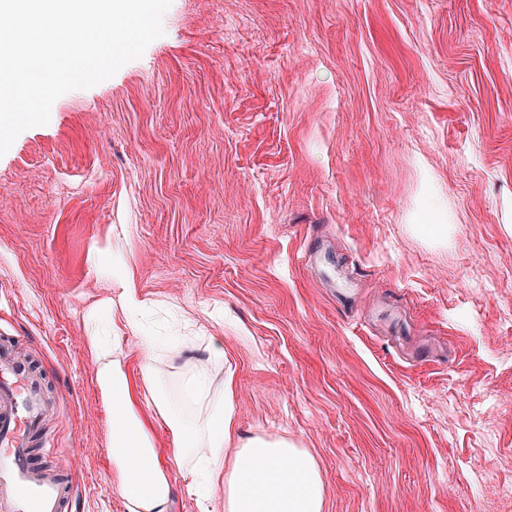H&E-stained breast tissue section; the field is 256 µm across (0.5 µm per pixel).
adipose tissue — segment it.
<instances>
[{"label":"adipose tissue","instance_id":"1","mask_svg":"<svg viewBox=\"0 0 512 512\" xmlns=\"http://www.w3.org/2000/svg\"><path fill=\"white\" fill-rule=\"evenodd\" d=\"M138 303L135 288L124 287L120 306L105 298L90 307L85 321L95 355V381L112 410L110 450L114 487L127 512H171L174 479L161 461L156 425L167 428L168 452L187 465L192 484L222 487L224 512H324V487L315 460L285 438H241L228 404L229 383L215 384L211 366L224 360L217 339L185 377L180 397L164 387L158 364L169 348L152 339L141 344L136 367H129L117 340L100 335L101 321L130 314ZM233 448L225 459V448Z\"/></svg>","mask_w":512,"mask_h":512}]
</instances>
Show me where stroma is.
Segmentation results:
<instances>
[{"label": "stroma", "mask_w": 512, "mask_h": 512, "mask_svg": "<svg viewBox=\"0 0 512 512\" xmlns=\"http://www.w3.org/2000/svg\"><path fill=\"white\" fill-rule=\"evenodd\" d=\"M0 157V346L42 466L126 512L83 313L218 338L240 435L324 512H512V0H172Z\"/></svg>", "instance_id": "stroma-1"}]
</instances>
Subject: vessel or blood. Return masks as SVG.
Segmentation results:
<instances>
[{"mask_svg":"<svg viewBox=\"0 0 512 512\" xmlns=\"http://www.w3.org/2000/svg\"><path fill=\"white\" fill-rule=\"evenodd\" d=\"M47 410L37 377L0 350V512H69L72 481L42 469L31 452Z\"/></svg>","mask_w":512,"mask_h":512,"instance_id":"vessel-or-blood-1","label":"vessel or blood"}]
</instances>
